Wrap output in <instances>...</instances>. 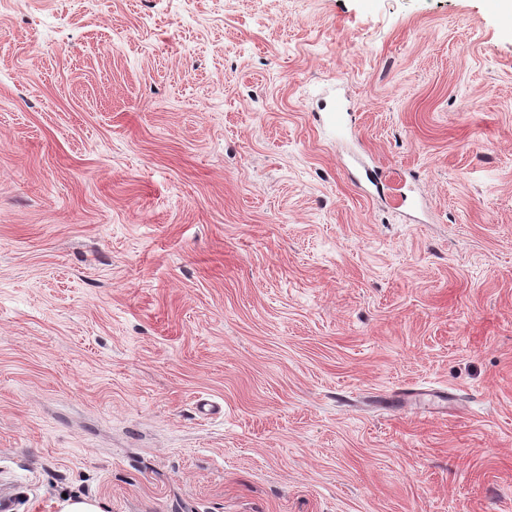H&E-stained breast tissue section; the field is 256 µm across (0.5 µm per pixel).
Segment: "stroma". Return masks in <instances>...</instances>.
Returning a JSON list of instances; mask_svg holds the SVG:
<instances>
[{
    "label": "stroma",
    "instance_id": "35a3bbf8",
    "mask_svg": "<svg viewBox=\"0 0 512 512\" xmlns=\"http://www.w3.org/2000/svg\"><path fill=\"white\" fill-rule=\"evenodd\" d=\"M412 384L458 402L372 400ZM8 481L16 512H512V18L0 0Z\"/></svg>",
    "mask_w": 512,
    "mask_h": 512
}]
</instances>
